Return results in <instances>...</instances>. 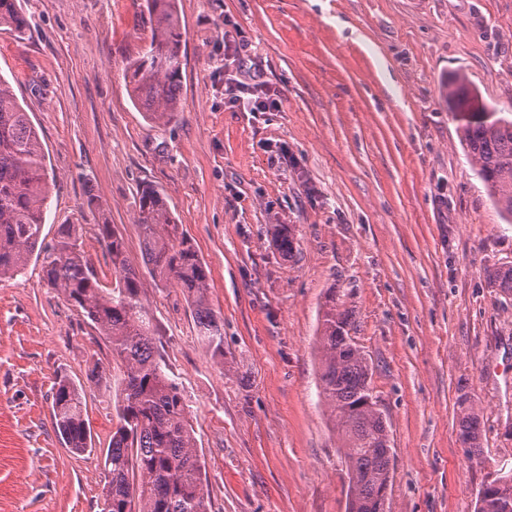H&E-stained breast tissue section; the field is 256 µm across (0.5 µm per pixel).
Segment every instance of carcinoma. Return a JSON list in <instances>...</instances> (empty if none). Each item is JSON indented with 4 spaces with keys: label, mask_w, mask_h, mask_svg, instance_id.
I'll use <instances>...</instances> for the list:
<instances>
[{
    "label": "carcinoma",
    "mask_w": 512,
    "mask_h": 512,
    "mask_svg": "<svg viewBox=\"0 0 512 512\" xmlns=\"http://www.w3.org/2000/svg\"><path fill=\"white\" fill-rule=\"evenodd\" d=\"M177 0H143L151 40L127 62L124 77L133 103L152 122L169 123L179 111L185 32ZM0 27L25 35L27 22L16 0H0ZM445 92L454 108L477 95L456 74ZM463 141L502 218L512 224V119L485 107L462 113ZM50 183L38 133L9 83L0 78V279L21 273L30 257L43 255V277L77 307L112 344L122 366L117 422L104 453L103 512H213L209 483L188 417L184 394L157 347L156 319L145 279L157 288L174 283L194 317L198 339L224 359V317L209 301L205 263L171 212L161 190L147 185L134 223L140 228L143 268L128 262L115 225H97V238L112 265V286L100 284L79 242L78 224H63L44 244L42 229ZM512 296V267L487 275ZM351 314L325 304L320 319L319 397L330 412L345 464L347 512H385L391 457L386 420L370 388V368L349 336ZM460 432L470 454L479 452L480 422L473 404L460 398ZM52 420L64 445L79 456L94 451L84 390L59 374L51 395ZM476 512H512V473L498 476L491 494L477 498Z\"/></svg>",
    "instance_id": "cac0c4a2"
}]
</instances>
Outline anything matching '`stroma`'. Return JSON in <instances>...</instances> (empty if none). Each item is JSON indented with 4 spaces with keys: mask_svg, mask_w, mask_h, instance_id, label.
<instances>
[{
    "mask_svg": "<svg viewBox=\"0 0 512 512\" xmlns=\"http://www.w3.org/2000/svg\"><path fill=\"white\" fill-rule=\"evenodd\" d=\"M0 78L37 129L53 177L43 226L115 224L141 266L142 185L163 191L209 272L224 356L199 342L182 292L147 285L159 350L189 406L213 512H346L343 464L318 396L328 295L353 313L386 417V512H475L512 470V267L503 222L439 91L463 75L512 113V0H178L182 106L146 119L124 81L151 37L136 0H18ZM239 55L224 62L225 39ZM280 92L273 112L224 106V73ZM290 227L297 248L279 247ZM104 370L97 383L92 367ZM82 383L95 444L116 425L120 367L39 260L0 281V512H101L97 453L74 455L51 418L57 373ZM480 413V452L458 400ZM468 404V405H466ZM459 405L462 409L460 419V437L467 445L468 451L472 455L479 454L480 422L479 416L472 403H469L467 396H461ZM463 436V437H462Z\"/></svg>",
    "mask_w": 512,
    "mask_h": 512,
    "instance_id": "obj_1",
    "label": "stroma"
}]
</instances>
